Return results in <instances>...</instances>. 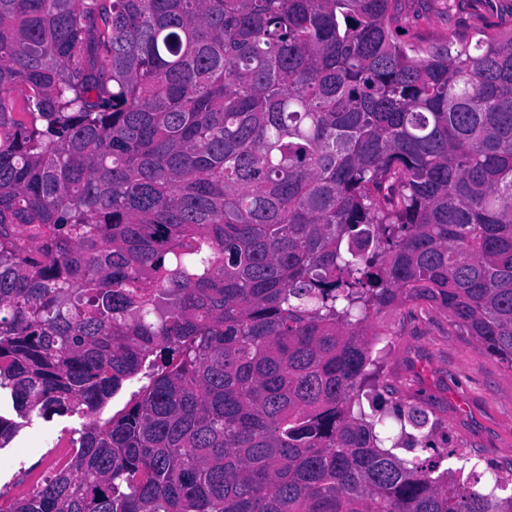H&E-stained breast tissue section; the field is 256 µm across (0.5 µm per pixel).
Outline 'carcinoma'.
Listing matches in <instances>:
<instances>
[{
  "label": "carcinoma",
  "mask_w": 512,
  "mask_h": 512,
  "mask_svg": "<svg viewBox=\"0 0 512 512\" xmlns=\"http://www.w3.org/2000/svg\"><path fill=\"white\" fill-rule=\"evenodd\" d=\"M401 2L0 0V398L148 379L8 512H512L377 404L389 308L512 368V30ZM404 40L423 50L451 34H471L490 24H509L512 0H403ZM503 19V21H501ZM506 19V21H504Z\"/></svg>",
  "instance_id": "cac0c4a2"
}]
</instances>
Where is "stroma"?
<instances>
[{"label":"stroma","mask_w":512,"mask_h":512,"mask_svg":"<svg viewBox=\"0 0 512 512\" xmlns=\"http://www.w3.org/2000/svg\"><path fill=\"white\" fill-rule=\"evenodd\" d=\"M406 42L421 49L448 36L473 33L512 17V0H402ZM381 324L392 333L382 362L394 394L391 405L416 403L438 426L439 448L476 454L480 484L512 462V368L482 352L475 338L440 308L412 304L387 311ZM82 416L36 418L0 449V492L17 497L19 472L42 463L44 448L62 430L81 428Z\"/></svg>","instance_id":"1"}]
</instances>
